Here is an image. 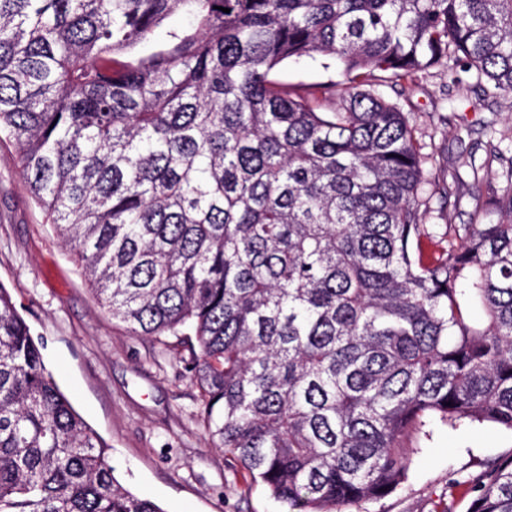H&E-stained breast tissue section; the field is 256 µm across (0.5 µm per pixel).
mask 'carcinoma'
Listing matches in <instances>:
<instances>
[{
  "label": "carcinoma",
  "instance_id": "obj_1",
  "mask_svg": "<svg viewBox=\"0 0 512 512\" xmlns=\"http://www.w3.org/2000/svg\"><path fill=\"white\" fill-rule=\"evenodd\" d=\"M313 55L348 80L329 112L273 78ZM450 61L512 94V0H0L32 198L113 319L183 337L211 445L297 512L392 493L430 417L512 431V164L507 220L429 230L430 155L363 88ZM477 491L512 512V457ZM0 512H164L2 285Z\"/></svg>",
  "mask_w": 512,
  "mask_h": 512
}]
</instances>
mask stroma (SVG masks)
<instances>
[{"instance_id": "35a3bbf8", "label": "stroma", "mask_w": 512, "mask_h": 512, "mask_svg": "<svg viewBox=\"0 0 512 512\" xmlns=\"http://www.w3.org/2000/svg\"><path fill=\"white\" fill-rule=\"evenodd\" d=\"M274 77L336 90L345 82L341 69L319 56L289 60ZM380 91L408 112L417 140L432 155L425 165L438 187L432 210L447 209L455 224L498 222L486 201L504 187L505 169L487 159L494 150L512 157V95L442 68L383 83ZM0 285L42 342L60 389L111 445L115 475L132 492L165 512H293L210 446L179 337L132 335L101 308L33 201L16 148L2 135ZM412 445L407 478L394 493L343 503L336 512H468L477 476L512 456V432L488 424L453 429L434 419Z\"/></svg>"}]
</instances>
